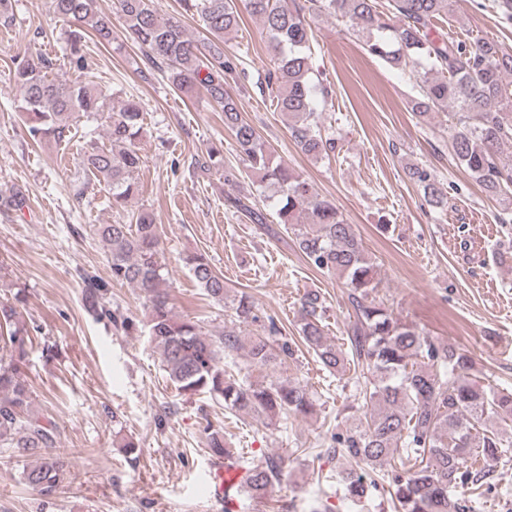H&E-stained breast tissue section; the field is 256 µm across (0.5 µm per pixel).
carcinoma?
<instances>
[{
  "label": "carcinoma",
  "instance_id": "cac0c4a2",
  "mask_svg": "<svg viewBox=\"0 0 512 512\" xmlns=\"http://www.w3.org/2000/svg\"><path fill=\"white\" fill-rule=\"evenodd\" d=\"M53 14L74 22L67 41L68 59L79 77L60 82L49 77L52 60L17 55L14 78L23 97L22 122L37 142H61L81 116L103 119L109 145L89 144L80 159L112 193V206L124 208L135 194L134 174L140 166L138 142L143 131L140 103L128 101L116 110L97 85L81 79L89 69L86 36L112 45V21L97 0H49ZM183 10L198 16L205 31L220 39L235 31L241 10L258 17L274 52V66L260 89L274 110L288 115V132L306 155L326 159L336 151V138L322 133L315 107L319 88L310 60L314 38L306 12H326L345 18L363 39L368 54L417 81L411 111L419 117L451 111V151L484 192L512 196V55L490 40L462 43L431 36L434 22L448 16L451 0H389V12L376 0H181ZM130 38L142 50L146 64L168 74L185 94L202 93L224 112V127L234 136L240 155L276 208L280 223L292 230L298 248L314 269L337 276L346 288L352 320L346 330L350 350L325 336V297L307 290L299 298L298 318L303 341L331 372L352 369L357 380L363 418L333 436L329 452L356 465L342 469L346 496L360 502L370 495L368 472L386 471L401 512H474L473 500L452 495L455 488L475 486L508 452L493 424L512 420V393L482 383L473 373L471 357L404 321L376 299V265L365 251L353 225L331 202L316 195L310 183L288 164L277 161L255 127L243 116L239 100L226 89L225 75L235 70L224 52L209 44L204 54L181 22L164 18L150 0H117ZM408 178L421 187L425 202L444 209L448 196L423 166L413 164ZM94 233L107 245L112 281L140 289L146 298L149 343L161 355L164 370L184 394H207L224 407L264 416L270 422L307 416L315 409L308 389L281 378L252 381L224 369L223 356L243 348L256 367L274 369L293 356L288 342L276 339L274 320L263 332L244 336L228 330L214 337L190 318L172 310L166 289L168 270L160 252V234L147 211L132 215L129 224H97ZM190 272L207 296L224 300V276L208 259H189ZM98 285L85 297L87 308L102 320L131 322L102 302ZM235 320L247 326L260 321L251 297L232 301ZM16 307L0 303V339L14 355L0 359V448L21 455L54 447L53 428L34 414L31 392L21 377L20 363L30 341L16 326ZM282 457H267L249 469L240 488L259 499L281 482ZM23 480L44 495L65 478L64 465L51 456L25 469Z\"/></svg>",
  "mask_w": 512,
  "mask_h": 512
}]
</instances>
